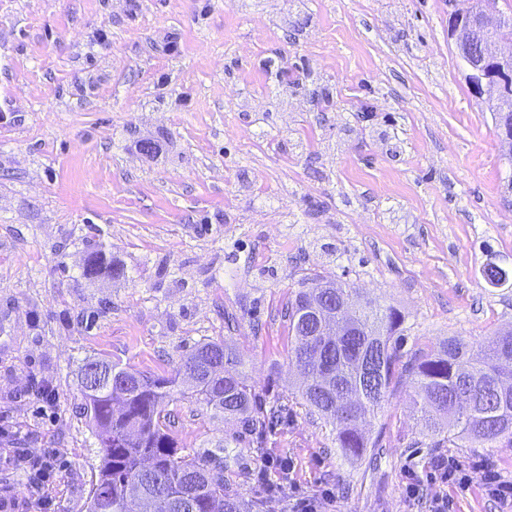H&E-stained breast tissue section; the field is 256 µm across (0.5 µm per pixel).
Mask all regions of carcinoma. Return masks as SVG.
I'll return each mask as SVG.
<instances>
[{
    "label": "carcinoma",
    "mask_w": 512,
    "mask_h": 512,
    "mask_svg": "<svg viewBox=\"0 0 512 512\" xmlns=\"http://www.w3.org/2000/svg\"><path fill=\"white\" fill-rule=\"evenodd\" d=\"M123 268L101 250L91 252L81 275L95 279ZM319 284L300 289L288 301L289 331L295 338L291 362L302 383L287 402L269 405L241 376L243 362L227 341L201 342L170 376L146 375L105 358L80 367L79 389L95 428L102 459L92 477L88 512H251L224 487V442L182 448L171 431V402L196 404L213 418L239 425L237 440L263 447L267 432L289 412L292 402L336 426L334 443L347 460L369 457L378 447L358 429L359 419L381 408L404 382L413 384L422 408H431L427 427L434 448L512 447V330L497 332L478 349L456 338L403 358L404 318L358 292L336 296ZM316 302L331 310H351L353 335L339 343L321 335L317 320L304 313ZM376 357V377L365 359ZM193 384L183 389L182 370Z\"/></svg>",
    "instance_id": "1"
}]
</instances>
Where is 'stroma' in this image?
I'll return each mask as SVG.
<instances>
[{
  "mask_svg": "<svg viewBox=\"0 0 512 512\" xmlns=\"http://www.w3.org/2000/svg\"><path fill=\"white\" fill-rule=\"evenodd\" d=\"M101 245L124 276L81 277ZM489 262L512 272V148L446 0H0V451L57 450L50 512H86L100 463L85 359L167 375L226 339L271 402L298 378L284 307L302 279L397 308L409 355L512 328ZM413 399L401 384L362 423L374 471L298 405L261 449L185 401L174 435L230 442L224 485L260 512L305 495L320 512H432L442 495L512 512L480 473L433 478ZM266 457L294 464L273 496Z\"/></svg>",
  "mask_w": 512,
  "mask_h": 512,
  "instance_id": "obj_1",
  "label": "stroma"
}]
</instances>
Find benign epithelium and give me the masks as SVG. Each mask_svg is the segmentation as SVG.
Segmentation results:
<instances>
[{
    "instance_id": "benign-epithelium-1",
    "label": "benign epithelium",
    "mask_w": 512,
    "mask_h": 512,
    "mask_svg": "<svg viewBox=\"0 0 512 512\" xmlns=\"http://www.w3.org/2000/svg\"><path fill=\"white\" fill-rule=\"evenodd\" d=\"M458 0H448V28L457 54L465 65L467 79L474 93L485 98L493 112L502 142L512 146V49L502 45L512 42L506 33L512 30V17L482 8V0H468L466 9L457 8ZM326 336H349L351 325L338 317L323 316Z\"/></svg>"
}]
</instances>
